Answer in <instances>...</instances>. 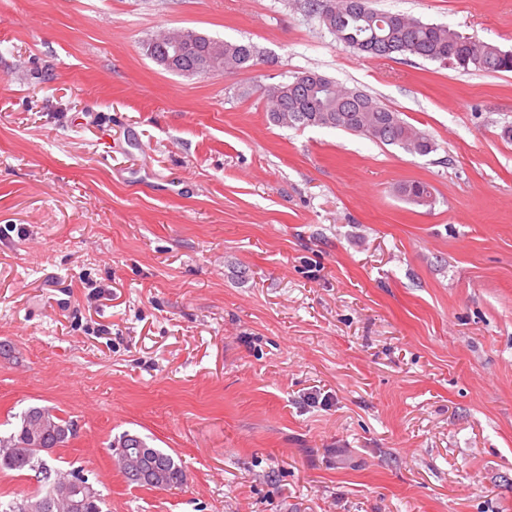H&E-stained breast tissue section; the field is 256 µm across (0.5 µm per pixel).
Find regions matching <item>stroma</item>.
Listing matches in <instances>:
<instances>
[{"label": "stroma", "mask_w": 512, "mask_h": 512, "mask_svg": "<svg viewBox=\"0 0 512 512\" xmlns=\"http://www.w3.org/2000/svg\"><path fill=\"white\" fill-rule=\"evenodd\" d=\"M305 2L0 0V433L74 421L49 458L108 512H512V73L364 58ZM372 6L512 49V0ZM164 28L261 62L172 73ZM307 70L436 151L273 124ZM125 432L184 484L127 482ZM221 46L223 44L219 42L213 48L214 53L224 52L223 59H212V62L216 63V66L213 67L215 73H235L250 69L259 63L257 51L251 43L224 40L223 48Z\"/></svg>", "instance_id": "1"}]
</instances>
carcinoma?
I'll return each instance as SVG.
<instances>
[{"mask_svg": "<svg viewBox=\"0 0 512 512\" xmlns=\"http://www.w3.org/2000/svg\"><path fill=\"white\" fill-rule=\"evenodd\" d=\"M310 11L335 38L371 59L394 56L415 57L451 64L462 72L512 73V50L464 37L449 26L368 6L356 9L350 0H308ZM214 70L226 74L249 69L258 64V54L250 43L224 42V58L212 59ZM285 92L278 99L268 98L269 118L290 128L320 127L337 129L370 139L386 146H397L410 154L428 155L436 143L425 131L408 123L399 113L382 105L372 95L357 88L341 86L336 80L311 72L303 83L298 76L280 84ZM398 193L412 202L416 198L432 199V187L420 181L399 186ZM48 423L42 434L43 445L54 448L67 440L73 423L52 411H47ZM16 422L8 434L12 452L0 455V469L33 471L40 482L50 483L60 474L53 464L41 458L33 459L34 444L28 429V412L15 416ZM163 464L160 473L162 487L183 484L184 473L174 457L155 449Z\"/></svg>", "mask_w": 512, "mask_h": 512, "instance_id": "1", "label": "carcinoma"}]
</instances>
